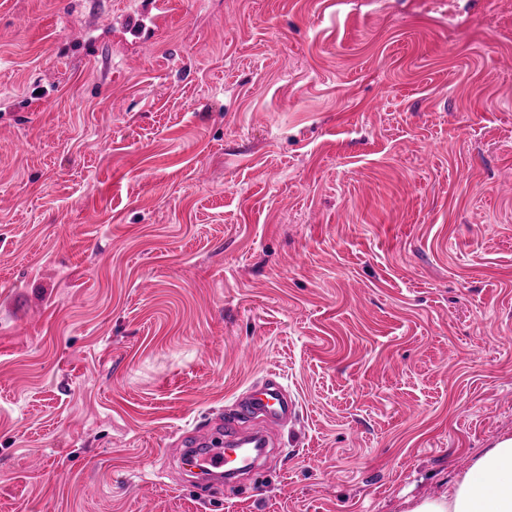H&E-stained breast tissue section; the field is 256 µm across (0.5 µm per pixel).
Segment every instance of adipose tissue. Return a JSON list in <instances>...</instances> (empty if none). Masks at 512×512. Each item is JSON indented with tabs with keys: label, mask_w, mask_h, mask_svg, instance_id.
Here are the masks:
<instances>
[{
	"label": "adipose tissue",
	"mask_w": 512,
	"mask_h": 512,
	"mask_svg": "<svg viewBox=\"0 0 512 512\" xmlns=\"http://www.w3.org/2000/svg\"><path fill=\"white\" fill-rule=\"evenodd\" d=\"M408 512H512V437L478 456L446 493L413 502Z\"/></svg>",
	"instance_id": "1"
}]
</instances>
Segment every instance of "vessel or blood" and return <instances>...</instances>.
I'll use <instances>...</instances> for the list:
<instances>
[{"mask_svg":"<svg viewBox=\"0 0 512 512\" xmlns=\"http://www.w3.org/2000/svg\"><path fill=\"white\" fill-rule=\"evenodd\" d=\"M299 404L277 375H268L236 402L232 413L215 425L193 428L186 453L202 488H231L242 474L259 470L271 445V432L293 421Z\"/></svg>","mask_w":512,"mask_h":512,"instance_id":"b4317fda","label":"vessel or blood"}]
</instances>
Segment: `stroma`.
Returning <instances> with one entry per match:
<instances>
[{
	"mask_svg": "<svg viewBox=\"0 0 512 512\" xmlns=\"http://www.w3.org/2000/svg\"><path fill=\"white\" fill-rule=\"evenodd\" d=\"M0 0V512H406L512 436V0ZM297 397L234 495L180 437Z\"/></svg>",
	"mask_w": 512,
	"mask_h": 512,
	"instance_id": "stroma-1",
	"label": "stroma"
}]
</instances>
